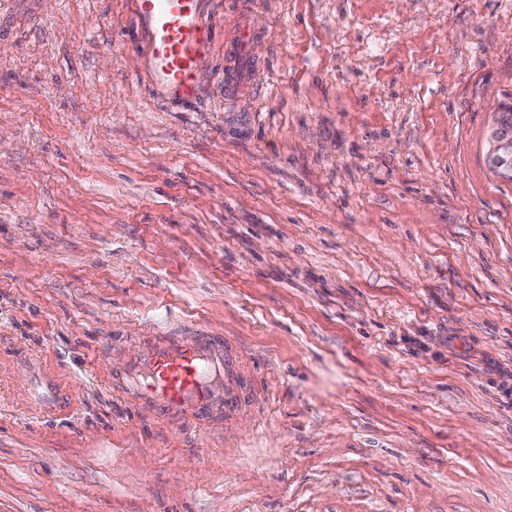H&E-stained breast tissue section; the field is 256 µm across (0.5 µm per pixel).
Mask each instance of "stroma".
I'll use <instances>...</instances> for the list:
<instances>
[{"label":"stroma","instance_id":"stroma-1","mask_svg":"<svg viewBox=\"0 0 512 512\" xmlns=\"http://www.w3.org/2000/svg\"><path fill=\"white\" fill-rule=\"evenodd\" d=\"M233 2L181 102L135 0H0V512H512V0ZM201 332L259 409L113 391ZM249 59L245 57L242 42L236 50L227 51L224 67V99L234 101L245 87ZM491 156L498 165L512 167V131L494 126L491 133Z\"/></svg>","mask_w":512,"mask_h":512}]
</instances>
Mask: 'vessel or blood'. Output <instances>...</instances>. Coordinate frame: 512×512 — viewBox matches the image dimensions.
I'll return each instance as SVG.
<instances>
[{
	"mask_svg": "<svg viewBox=\"0 0 512 512\" xmlns=\"http://www.w3.org/2000/svg\"><path fill=\"white\" fill-rule=\"evenodd\" d=\"M139 26L152 77L172 98L191 97L196 61L215 32L198 15V0H136ZM248 60L242 50L228 51L224 98H238L245 87ZM114 386L153 406L159 413L204 419L223 414L233 419L257 404L261 392L232 345L220 336H155Z\"/></svg>",
	"mask_w": 512,
	"mask_h": 512,
	"instance_id": "obj_1",
	"label": "vessel or blood"
}]
</instances>
